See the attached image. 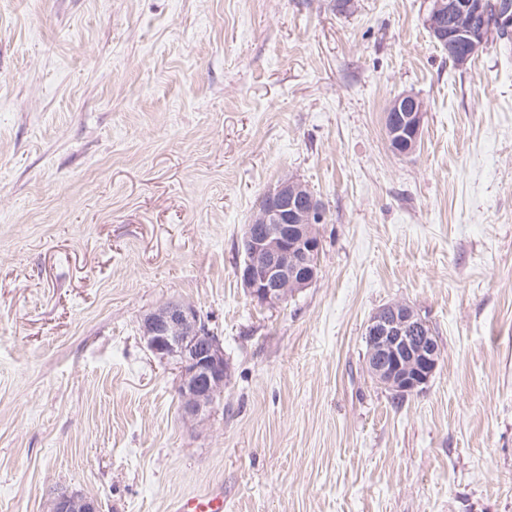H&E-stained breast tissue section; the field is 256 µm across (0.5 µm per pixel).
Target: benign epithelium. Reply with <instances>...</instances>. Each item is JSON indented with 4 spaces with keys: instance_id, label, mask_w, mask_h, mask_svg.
Segmentation results:
<instances>
[{
    "instance_id": "7a95c632",
    "label": "benign epithelium",
    "mask_w": 512,
    "mask_h": 512,
    "mask_svg": "<svg viewBox=\"0 0 512 512\" xmlns=\"http://www.w3.org/2000/svg\"><path fill=\"white\" fill-rule=\"evenodd\" d=\"M426 25L432 37L458 47V64L471 58L468 49L496 30L512 26V0H498L489 13L486 0H430ZM425 104L412 93L389 107L392 150L415 151L421 137ZM324 218L320 200L301 181L284 178L262 196L252 222L245 226L235 274L251 301L273 308L317 279L322 249L317 224ZM139 334L160 362L178 373L182 415L203 422L216 410L231 367L219 336L190 303L169 302L145 315ZM366 366L374 381L394 392L411 394L427 385L441 357L429 322L411 305L391 302L379 308L365 328ZM47 512H99L98 502L80 492H59Z\"/></svg>"
}]
</instances>
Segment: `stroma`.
I'll return each mask as SVG.
<instances>
[{
  "label": "stroma",
  "instance_id": "1",
  "mask_svg": "<svg viewBox=\"0 0 512 512\" xmlns=\"http://www.w3.org/2000/svg\"><path fill=\"white\" fill-rule=\"evenodd\" d=\"M429 0H0V512H512V52L453 65ZM422 98L416 150L385 113ZM325 206L315 283L235 267L280 179ZM195 305L232 376L183 418L139 335ZM442 356L394 406L364 327ZM364 335L370 377L390 392L394 405L407 397L399 393L411 394L429 383L441 348L429 322L411 305L382 306L370 317ZM47 512H99L98 502L80 492L56 493L47 503ZM172 512H224V491L185 495L173 501Z\"/></svg>",
  "mask_w": 512,
  "mask_h": 512
}]
</instances>
